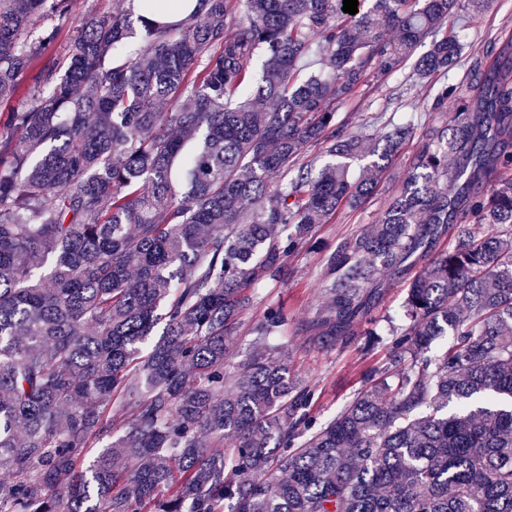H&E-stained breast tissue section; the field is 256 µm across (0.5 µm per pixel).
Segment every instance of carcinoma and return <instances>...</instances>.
Here are the masks:
<instances>
[{
	"instance_id": "cac0c4a2",
	"label": "carcinoma",
	"mask_w": 512,
	"mask_h": 512,
	"mask_svg": "<svg viewBox=\"0 0 512 512\" xmlns=\"http://www.w3.org/2000/svg\"><path fill=\"white\" fill-rule=\"evenodd\" d=\"M68 3L0 0V101L22 99L0 120V512H512L507 71L479 79L482 112L422 134L378 223L324 254L305 330L334 342L378 275L451 241L344 409L316 425L272 342L279 309L228 357L247 290L283 280L414 133L380 116L354 132L333 104L428 38L416 79L458 66L461 0H116L40 66L36 32ZM316 44L327 71L304 75ZM307 144L331 157L316 174Z\"/></svg>"
}]
</instances>
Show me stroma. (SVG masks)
Returning a JSON list of instances; mask_svg holds the SVG:
<instances>
[{
	"mask_svg": "<svg viewBox=\"0 0 512 512\" xmlns=\"http://www.w3.org/2000/svg\"><path fill=\"white\" fill-rule=\"evenodd\" d=\"M114 0H70L67 21L57 32L49 54L65 53L71 37L83 20L90 15L111 13ZM468 29L463 40L459 66L446 74L435 75L424 85L414 83L411 64H403L385 78L372 76L354 98L339 107L341 119L355 130L372 124L376 115L394 123L412 124L417 133L437 114L452 118L460 102L474 103L470 79L475 62L491 65L504 46L512 42V0H492L489 8L475 17H467ZM457 85L459 96L449 99L447 108L437 109L435 97L442 86ZM415 138L407 140L387 168L377 177V191L354 208H344L334 219L315 225L312 244L301 245L285 258L288 275L285 281L271 282L261 288L250 308L243 314L237 337L229 345L232 362L239 363L252 351L250 325L270 307L280 308L288 319L283 340L288 346V364L314 393L312 413L317 422L335 417L362 385V374L385 356L390 342L389 322L400 312L407 283L424 261L400 274H385L376 283L379 302L367 319L359 322L345 340L326 343L299 326L308 322L325 300L323 295V256L326 250L346 238L363 233L376 223L386 202L403 186L417 148ZM380 334L383 344L365 352V334Z\"/></svg>",
	"mask_w": 512,
	"mask_h": 512,
	"instance_id": "35a3bbf8",
	"label": "stroma"
}]
</instances>
